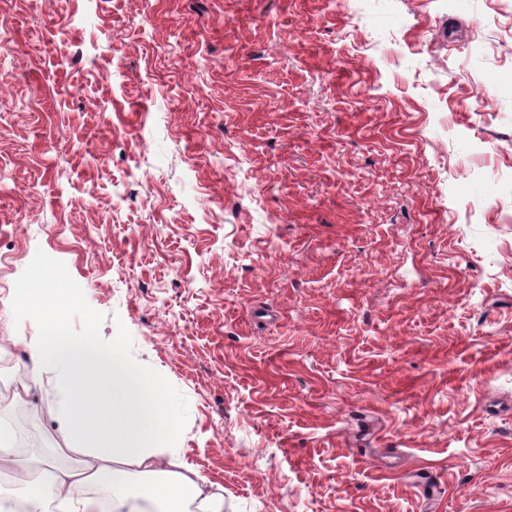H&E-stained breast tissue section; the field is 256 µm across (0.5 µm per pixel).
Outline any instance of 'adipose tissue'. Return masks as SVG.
<instances>
[{
	"label": "adipose tissue",
	"instance_id": "1",
	"mask_svg": "<svg viewBox=\"0 0 512 512\" xmlns=\"http://www.w3.org/2000/svg\"><path fill=\"white\" fill-rule=\"evenodd\" d=\"M62 315L46 320V334L31 344L30 379H37L47 364L66 369L63 391L82 397L97 382L111 384L112 399L96 419H89L78 406H59L56 415L65 421L80 459L60 467L51 457L20 460L0 448V472L18 474L26 489L30 512L55 504L58 512H99L93 489L108 485L111 512H147L157 505L160 512H188L194 503L206 512H222V501L213 499L206 482L192 468L170 470L175 454L169 447L177 432L174 423L144 424L133 415L130 404L139 394L125 367L112 357L68 342L62 334Z\"/></svg>",
	"mask_w": 512,
	"mask_h": 512
}]
</instances>
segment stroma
Wrapping results in <instances>:
<instances>
[{"label": "stroma", "mask_w": 512, "mask_h": 512, "mask_svg": "<svg viewBox=\"0 0 512 512\" xmlns=\"http://www.w3.org/2000/svg\"><path fill=\"white\" fill-rule=\"evenodd\" d=\"M0 44L1 388L60 305L223 512H512V0H0Z\"/></svg>", "instance_id": "obj_1"}]
</instances>
